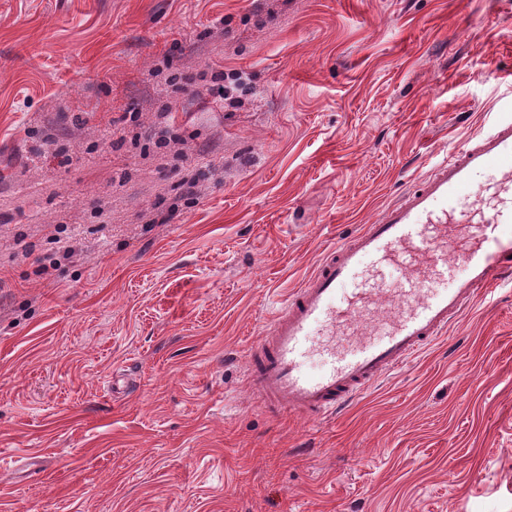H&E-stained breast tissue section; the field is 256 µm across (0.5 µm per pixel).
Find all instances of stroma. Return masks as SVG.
<instances>
[{"mask_svg": "<svg viewBox=\"0 0 512 512\" xmlns=\"http://www.w3.org/2000/svg\"><path fill=\"white\" fill-rule=\"evenodd\" d=\"M510 117L512 0H0V448L46 468L0 512H512V287L337 416L244 384L328 249Z\"/></svg>", "mask_w": 512, "mask_h": 512, "instance_id": "obj_1", "label": "stroma"}]
</instances>
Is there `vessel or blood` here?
Instances as JSON below:
<instances>
[{
    "label": "vessel or blood",
    "mask_w": 512,
    "mask_h": 512,
    "mask_svg": "<svg viewBox=\"0 0 512 512\" xmlns=\"http://www.w3.org/2000/svg\"><path fill=\"white\" fill-rule=\"evenodd\" d=\"M469 229L457 255L442 235ZM401 262L397 304L367 317L375 283ZM512 278V119L435 164L403 202L332 248L249 353L247 388L271 415L345 409L423 352L481 294ZM321 356L309 371V354Z\"/></svg>",
    "instance_id": "b4317fda"
}]
</instances>
